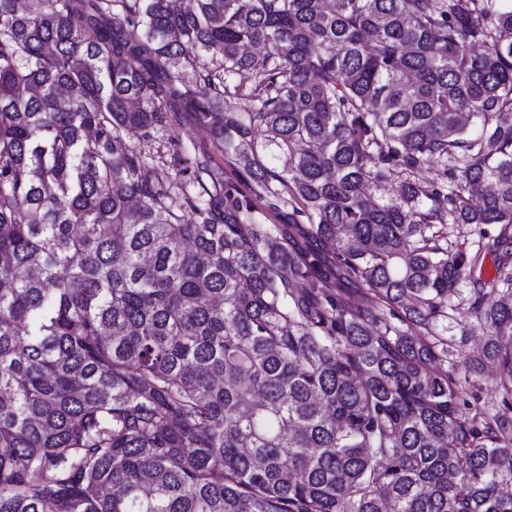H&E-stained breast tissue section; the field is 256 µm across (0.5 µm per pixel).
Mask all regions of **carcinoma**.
Returning <instances> with one entry per match:
<instances>
[{
    "instance_id": "cac0c4a2",
    "label": "carcinoma",
    "mask_w": 512,
    "mask_h": 512,
    "mask_svg": "<svg viewBox=\"0 0 512 512\" xmlns=\"http://www.w3.org/2000/svg\"><path fill=\"white\" fill-rule=\"evenodd\" d=\"M183 112L288 223L123 144ZM444 224L512 250V0H0V512H512ZM500 228L498 224H446L442 230L445 237L442 244L448 246V251L474 255L478 245L482 247L491 242ZM499 376L500 369L495 365L493 368L486 367L479 377L468 376L464 370L457 372L461 395L467 401V405L462 410L463 415L471 417L476 412L486 410L491 414L498 413L504 416L506 404L501 402V394L497 386Z\"/></svg>"
}]
</instances>
